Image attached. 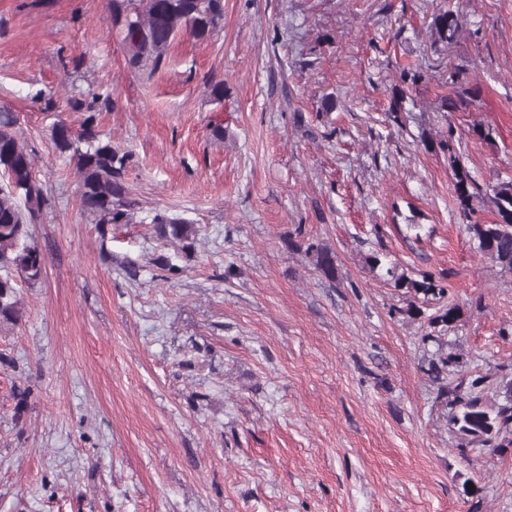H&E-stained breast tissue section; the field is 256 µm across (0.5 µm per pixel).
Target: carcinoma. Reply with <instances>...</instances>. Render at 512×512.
<instances>
[{
  "label": "carcinoma",
  "mask_w": 512,
  "mask_h": 512,
  "mask_svg": "<svg viewBox=\"0 0 512 512\" xmlns=\"http://www.w3.org/2000/svg\"><path fill=\"white\" fill-rule=\"evenodd\" d=\"M112 27L123 35L127 64L140 71L156 68L181 32L205 40L224 25V0H111ZM431 46H448L462 31L457 15L440 9L429 24ZM456 86L455 95L443 98L440 109L455 112L472 102L466 72L458 67L448 72ZM19 116L0 107V328L16 325L23 309L18 298V283L29 287L40 283L46 255L33 238L31 226L40 218L45 194L36 177L31 151L18 134ZM51 138L59 153L75 162L79 196L84 210L97 224H128L138 201L129 188L127 175L131 155L103 141L94 115H88L80 129L57 120ZM448 154L458 209L469 216L482 189L471 175L464 157L453 140L440 143ZM496 220L490 224H469L467 230L476 250L512 272V178L491 186ZM159 240L176 246L189 256L195 250L198 230L189 221L158 212L152 219ZM314 265L335 279V259L329 250L308 245ZM371 270L385 269L393 287L406 297L407 313L423 314L417 299L438 303L436 314L428 317L429 326L446 331L454 328L459 308L448 301V285L443 279L424 275L411 279L385 264L380 254L368 258ZM428 373L439 383V395L448 399V423L465 446L492 448L504 452L512 448V378L493 379L481 373L458 368L457 357L437 349L428 360Z\"/></svg>",
  "instance_id": "obj_1"
}]
</instances>
